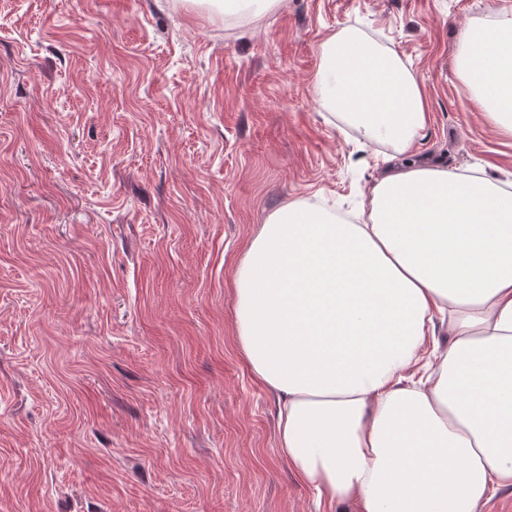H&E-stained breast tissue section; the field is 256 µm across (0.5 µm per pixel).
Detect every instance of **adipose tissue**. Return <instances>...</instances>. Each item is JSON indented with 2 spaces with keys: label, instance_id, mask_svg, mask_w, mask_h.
<instances>
[{
  "label": "adipose tissue",
  "instance_id": "ef3b65f1",
  "mask_svg": "<svg viewBox=\"0 0 512 512\" xmlns=\"http://www.w3.org/2000/svg\"><path fill=\"white\" fill-rule=\"evenodd\" d=\"M458 41L512 137V9ZM320 55L322 106L392 152L359 222L308 200L268 216L236 267L238 347L328 512H479L512 491V186L414 159L429 112L394 54L341 30Z\"/></svg>",
  "mask_w": 512,
  "mask_h": 512
}]
</instances>
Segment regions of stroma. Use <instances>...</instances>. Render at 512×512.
<instances>
[{
    "label": "stroma",
    "mask_w": 512,
    "mask_h": 512,
    "mask_svg": "<svg viewBox=\"0 0 512 512\" xmlns=\"http://www.w3.org/2000/svg\"><path fill=\"white\" fill-rule=\"evenodd\" d=\"M512 0H0V512H323L236 341L268 214L350 217L386 146L324 109L345 29L420 81L417 158L512 182L457 72Z\"/></svg>",
    "instance_id": "stroma-1"
}]
</instances>
